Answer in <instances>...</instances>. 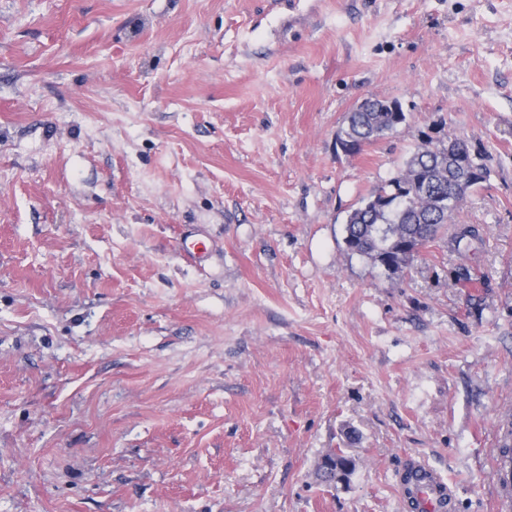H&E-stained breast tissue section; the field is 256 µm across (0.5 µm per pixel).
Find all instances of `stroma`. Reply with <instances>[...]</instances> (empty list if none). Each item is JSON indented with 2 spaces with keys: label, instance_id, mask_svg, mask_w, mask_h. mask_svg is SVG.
Returning <instances> with one entry per match:
<instances>
[{
  "label": "stroma",
  "instance_id": "1",
  "mask_svg": "<svg viewBox=\"0 0 512 512\" xmlns=\"http://www.w3.org/2000/svg\"><path fill=\"white\" fill-rule=\"evenodd\" d=\"M451 136L483 243L348 251ZM511 422L512 0H0V512H408L411 459L496 512ZM368 112H350L347 118L346 126L342 127L336 134L337 143L345 150L348 143L364 145L371 144L381 137L396 132L398 127L406 122L405 112L404 121L398 116L400 125H396V115L389 107L392 103L402 110V106L397 101L370 99L367 100Z\"/></svg>",
  "mask_w": 512,
  "mask_h": 512
}]
</instances>
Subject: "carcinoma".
<instances>
[{"label":"carcinoma","instance_id":"cac0c4a2","mask_svg":"<svg viewBox=\"0 0 512 512\" xmlns=\"http://www.w3.org/2000/svg\"><path fill=\"white\" fill-rule=\"evenodd\" d=\"M368 108L367 112L349 113L346 126L336 134L340 146L371 144L397 131L389 101L370 99ZM420 176L429 179L427 194L414 187ZM478 186V182L451 171L448 147L430 143L417 147L403 170L377 185L349 214L345 232L356 240L353 253L376 263L378 252L391 248L396 269L400 270L450 224L454 225L449 239L453 250H460L464 240L483 241L482 226L454 223L460 199Z\"/></svg>","mask_w":512,"mask_h":512}]
</instances>
